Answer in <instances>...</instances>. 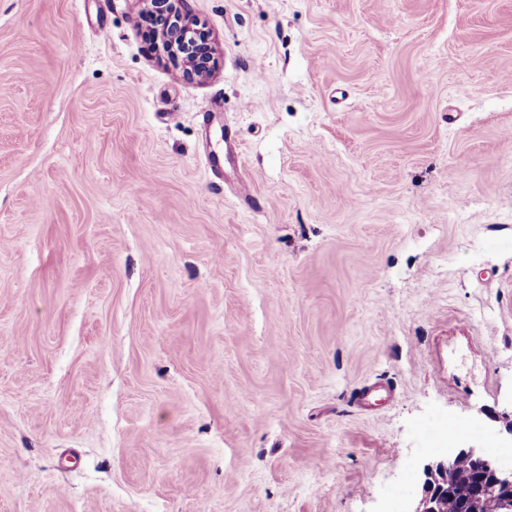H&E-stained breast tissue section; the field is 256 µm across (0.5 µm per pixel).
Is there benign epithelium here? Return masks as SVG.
Here are the masks:
<instances>
[{"label": "benign epithelium", "instance_id": "benign-epithelium-1", "mask_svg": "<svg viewBox=\"0 0 512 512\" xmlns=\"http://www.w3.org/2000/svg\"><path fill=\"white\" fill-rule=\"evenodd\" d=\"M150 4H158L165 11L169 26L178 34V47L190 70L196 73L206 69L203 40L208 38V32L190 21L187 0H150ZM462 457L470 459L485 473L488 489L497 492L500 498L501 512H512V463L505 465L473 446L454 448L427 464L421 489L407 512H437L436 500Z\"/></svg>", "mask_w": 512, "mask_h": 512}]
</instances>
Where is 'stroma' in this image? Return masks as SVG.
I'll return each instance as SVG.
<instances>
[{
  "label": "stroma",
  "mask_w": 512,
  "mask_h": 512,
  "mask_svg": "<svg viewBox=\"0 0 512 512\" xmlns=\"http://www.w3.org/2000/svg\"><path fill=\"white\" fill-rule=\"evenodd\" d=\"M188 10L202 76L147 0H0V512H390L447 420L512 454V0Z\"/></svg>",
  "instance_id": "1"
}]
</instances>
